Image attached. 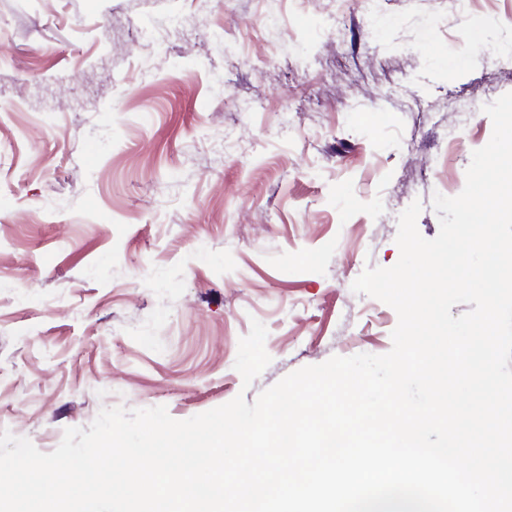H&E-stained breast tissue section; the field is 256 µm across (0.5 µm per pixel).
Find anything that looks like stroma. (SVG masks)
Masks as SVG:
<instances>
[{"label":"stroma","instance_id":"1","mask_svg":"<svg viewBox=\"0 0 512 512\" xmlns=\"http://www.w3.org/2000/svg\"><path fill=\"white\" fill-rule=\"evenodd\" d=\"M0 0V429L185 420L392 348L353 282L439 233L512 92V0ZM456 140H449V129ZM270 364H234L252 321Z\"/></svg>","mask_w":512,"mask_h":512}]
</instances>
